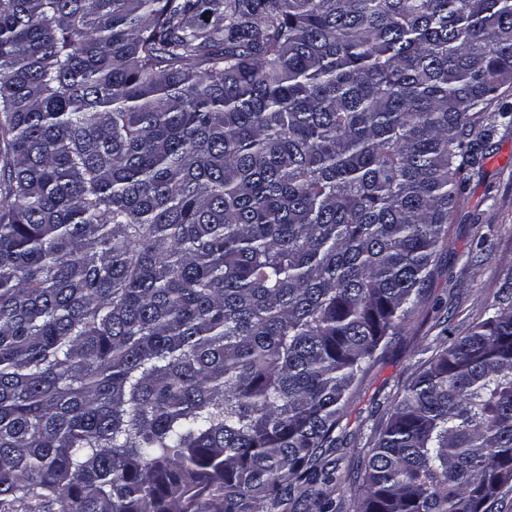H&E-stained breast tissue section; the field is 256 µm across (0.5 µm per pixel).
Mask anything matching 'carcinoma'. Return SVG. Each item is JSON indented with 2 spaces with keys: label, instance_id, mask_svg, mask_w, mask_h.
<instances>
[{
  "label": "carcinoma",
  "instance_id": "obj_1",
  "mask_svg": "<svg viewBox=\"0 0 512 512\" xmlns=\"http://www.w3.org/2000/svg\"><path fill=\"white\" fill-rule=\"evenodd\" d=\"M510 87L512 0H0V512H339ZM511 492L512 269L356 512Z\"/></svg>",
  "mask_w": 512,
  "mask_h": 512
}]
</instances>
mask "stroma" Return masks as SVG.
Masks as SVG:
<instances>
[{"label":"stroma","instance_id":"35a3bbf8","mask_svg":"<svg viewBox=\"0 0 512 512\" xmlns=\"http://www.w3.org/2000/svg\"><path fill=\"white\" fill-rule=\"evenodd\" d=\"M490 109L499 115L497 127L484 146L480 171L466 175L456 189L461 204L424 299L357 383L336 430L340 442L329 459L343 477L333 493L342 512L354 510L353 479L363 474L375 426L417 375L423 349L445 347L464 336L512 267V120L505 118L512 113V89Z\"/></svg>","mask_w":512,"mask_h":512}]
</instances>
